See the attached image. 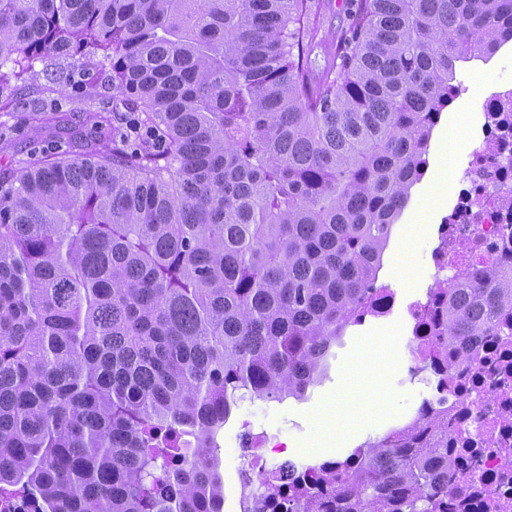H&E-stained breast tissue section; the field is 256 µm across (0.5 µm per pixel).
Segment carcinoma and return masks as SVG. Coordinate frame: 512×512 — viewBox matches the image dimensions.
Instances as JSON below:
<instances>
[{"mask_svg":"<svg viewBox=\"0 0 512 512\" xmlns=\"http://www.w3.org/2000/svg\"><path fill=\"white\" fill-rule=\"evenodd\" d=\"M323 2L0 0V93L94 67L165 140L111 108L0 171V512H222L232 410L304 393L370 307L456 63L512 41V0H358L318 70ZM430 292L431 345L512 334V270ZM451 425L412 418L293 508L448 512Z\"/></svg>","mask_w":512,"mask_h":512,"instance_id":"1","label":"carcinoma"}]
</instances>
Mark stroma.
Listing matches in <instances>:
<instances>
[{
  "mask_svg": "<svg viewBox=\"0 0 512 512\" xmlns=\"http://www.w3.org/2000/svg\"><path fill=\"white\" fill-rule=\"evenodd\" d=\"M353 7V0H331L313 51L317 66L330 62L328 47L346 28ZM455 83L463 92L432 132L428 170L412 187L383 254L377 282L397 292L392 314L348 325L332 346L324 371L302 397L242 402L217 435L222 478H230L237 464L238 439L246 431L267 432L274 443L298 449V464L307 465L328 457H347L411 418L418 388L404 370L412 360L407 306L425 296L434 283L433 228L447 213L452 182L466 163L468 133L481 99L494 84H512V43L501 47L489 61L457 63ZM75 94L71 87L66 96H59L51 82L42 78L16 89L7 103H0V130L8 133L7 144L0 147L1 170L13 168L17 159L40 156L50 144L63 152L72 149L68 134L47 141L31 130L27 113L34 107L59 105L69 113L73 126L86 134L92 131L96 110L72 107L70 99Z\"/></svg>",
  "mask_w": 512,
  "mask_h": 512,
  "instance_id": "1",
  "label": "stroma"
}]
</instances>
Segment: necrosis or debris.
I'll return each instance as SVG.
<instances>
[{
    "instance_id": "necrosis-or-debris-1",
    "label": "necrosis or debris",
    "mask_w": 512,
    "mask_h": 512,
    "mask_svg": "<svg viewBox=\"0 0 512 512\" xmlns=\"http://www.w3.org/2000/svg\"><path fill=\"white\" fill-rule=\"evenodd\" d=\"M431 258L437 277L453 278L468 266L487 262L512 269V86L501 85L481 104L479 133L467 165L452 191V206L436 228ZM447 375L429 373L418 414L445 402L453 415L452 435L468 463L456 473L448 493V512H496L512 507V336H480L469 356L449 348ZM269 445L268 457L255 444ZM238 482L264 470L292 483L305 470L275 464L281 446L268 437L239 443Z\"/></svg>"
}]
</instances>
